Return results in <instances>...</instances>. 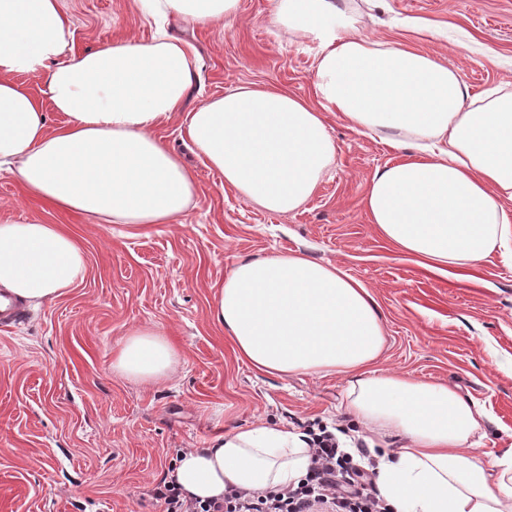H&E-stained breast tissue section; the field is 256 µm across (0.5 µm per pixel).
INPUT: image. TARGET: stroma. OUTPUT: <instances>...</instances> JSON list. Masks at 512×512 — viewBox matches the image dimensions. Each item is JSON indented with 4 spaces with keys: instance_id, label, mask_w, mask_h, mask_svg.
Returning <instances> with one entry per match:
<instances>
[{
    "instance_id": "obj_1",
    "label": "stroma",
    "mask_w": 512,
    "mask_h": 512,
    "mask_svg": "<svg viewBox=\"0 0 512 512\" xmlns=\"http://www.w3.org/2000/svg\"><path fill=\"white\" fill-rule=\"evenodd\" d=\"M67 5L80 51L153 33L132 0ZM360 26L444 59L471 95L512 83V0H386ZM180 34L204 61L184 111L248 83L313 93L316 49L276 25L272 0H241L229 29ZM328 130L335 163L287 215L248 205L190 153V207L132 234L49 209L0 173V223L67 225L87 255L82 281L0 327V512H160L152 490L179 451L264 419L299 429L343 420L345 378L260 372L209 314L215 285L237 262L274 253L300 251L358 280L386 327L376 369L447 383L488 413L479 452L512 446V253H494L469 281L421 267L376 233L364 206L373 172L395 150L337 116ZM143 326L162 330L179 354L171 377L155 384L112 367L125 332Z\"/></svg>"
}]
</instances>
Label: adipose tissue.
I'll use <instances>...</instances> for the list:
<instances>
[{
  "label": "adipose tissue",
  "mask_w": 512,
  "mask_h": 512,
  "mask_svg": "<svg viewBox=\"0 0 512 512\" xmlns=\"http://www.w3.org/2000/svg\"><path fill=\"white\" fill-rule=\"evenodd\" d=\"M67 0H0V172L56 209L136 230L169 224L197 180L155 130L176 114L184 137L246 203L287 214L328 174L336 145L326 122L376 133L397 152L372 175L364 203L378 234L432 272L459 279L512 242V87L470 95L438 57L372 39L336 0H273L280 24L316 42L314 98L246 84L182 107L199 59L168 18L225 28L240 0H135L156 30L77 51ZM38 79L32 94L16 74ZM62 122L48 128L47 111ZM87 258L63 225L0 223V290L35 307L82 280ZM211 317L255 369L282 377H348V411L369 448L391 512H512V447L473 453L484 408L453 388L381 373L377 304L332 262L292 253L235 264ZM177 350L165 333H125L112 367L157 383ZM307 436L282 423L238 427L207 448L181 451L172 479L183 496L220 498L299 481Z\"/></svg>",
  "instance_id": "1"
}]
</instances>
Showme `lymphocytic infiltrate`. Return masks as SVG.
<instances>
[{"label": "lymphocytic infiltrate", "instance_id": "f902f5d3", "mask_svg": "<svg viewBox=\"0 0 512 512\" xmlns=\"http://www.w3.org/2000/svg\"><path fill=\"white\" fill-rule=\"evenodd\" d=\"M314 465L298 483L264 492L228 487L221 499H183L171 481L159 483L153 497L162 512H389L367 488L368 475L354 454L340 450L327 430L312 434Z\"/></svg>", "mask_w": 512, "mask_h": 512}]
</instances>
